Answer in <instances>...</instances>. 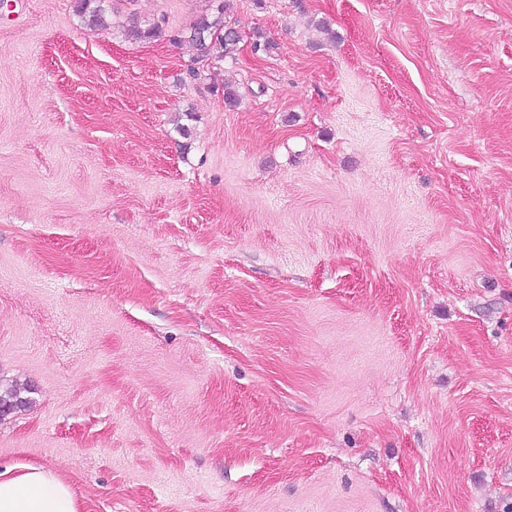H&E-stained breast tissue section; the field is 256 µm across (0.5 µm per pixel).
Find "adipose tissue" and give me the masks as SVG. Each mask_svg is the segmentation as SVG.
I'll list each match as a JSON object with an SVG mask.
<instances>
[{"instance_id":"adipose-tissue-1","label":"adipose tissue","mask_w":512,"mask_h":512,"mask_svg":"<svg viewBox=\"0 0 512 512\" xmlns=\"http://www.w3.org/2000/svg\"><path fill=\"white\" fill-rule=\"evenodd\" d=\"M0 512H81L71 487L34 465L0 472Z\"/></svg>"}]
</instances>
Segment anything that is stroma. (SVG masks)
<instances>
[{
    "instance_id": "obj_1",
    "label": "stroma",
    "mask_w": 512,
    "mask_h": 512,
    "mask_svg": "<svg viewBox=\"0 0 512 512\" xmlns=\"http://www.w3.org/2000/svg\"><path fill=\"white\" fill-rule=\"evenodd\" d=\"M112 3L0 0V471L512 512V0H230L204 62L169 36L216 0ZM80 18L88 25L95 26L103 21L107 0H77Z\"/></svg>"
}]
</instances>
